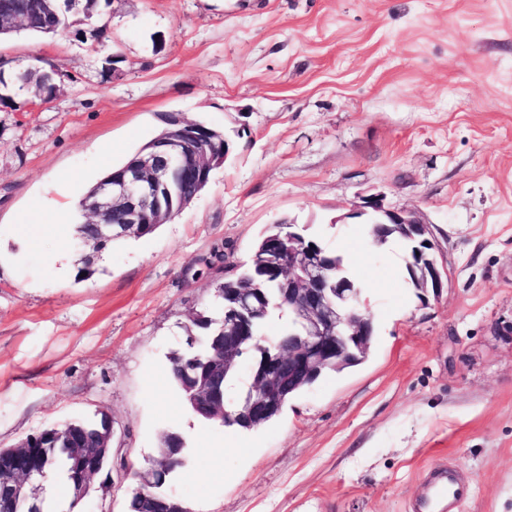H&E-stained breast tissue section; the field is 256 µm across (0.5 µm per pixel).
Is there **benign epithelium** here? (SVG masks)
<instances>
[{
    "label": "benign epithelium",
    "mask_w": 512,
    "mask_h": 512,
    "mask_svg": "<svg viewBox=\"0 0 512 512\" xmlns=\"http://www.w3.org/2000/svg\"><path fill=\"white\" fill-rule=\"evenodd\" d=\"M166 127L148 145L145 155L134 160L110 183L99 187L95 197L85 204L93 217L98 249L117 237L133 236L145 224H164L172 219L167 207L170 187L176 172L197 188L207 185L211 172L222 165L232 149V139L224 136V153L217 154L212 140L197 133L198 124L186 122L170 113L163 117ZM121 215L117 224H106L112 213ZM353 216L368 217L370 240L379 246L388 235L417 240L423 249L409 264L415 288L426 294H439L448 283L447 268L436 255L429 224L415 212L385 205L384 198L371 194L361 198ZM360 288L350 277L336 275L331 280L326 259L304 247L288 250V287L282 289V301L296 321V329L281 341L252 375L254 396L247 414L267 415L281 407L294 381L313 385L330 370L349 366L365 356L374 336L371 317L360 308ZM250 290L240 288L230 295L228 333L224 336V370L239 358L241 342L247 336V322L262 308L250 301ZM194 406H205L217 416L224 413L223 395L200 383L191 393ZM34 438L29 437L6 453L0 451V493L26 498L34 490L31 475L35 471ZM112 447V425L102 436L98 448H84L73 441L69 449L80 480L72 488L75 499H82L89 484L102 473L99 458ZM183 440L167 435L161 458L154 461L147 478H161L167 468L181 460Z\"/></svg>",
    "instance_id": "obj_1"
}]
</instances>
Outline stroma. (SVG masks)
Segmentation results:
<instances>
[{
	"label": "stroma",
	"instance_id": "obj_1",
	"mask_svg": "<svg viewBox=\"0 0 512 512\" xmlns=\"http://www.w3.org/2000/svg\"><path fill=\"white\" fill-rule=\"evenodd\" d=\"M32 64L61 79L46 107L0 104V448L106 413L131 463L184 437L166 490L189 512H411L440 463L469 483L454 512H512V0H99L0 40L1 71ZM167 112L249 132L174 219L85 266L54 224ZM371 193L430 225L439 298L371 246ZM282 220L354 259L369 355L265 425L201 421L169 358L213 301L204 260L246 263Z\"/></svg>",
	"mask_w": 512,
	"mask_h": 512
}]
</instances>
